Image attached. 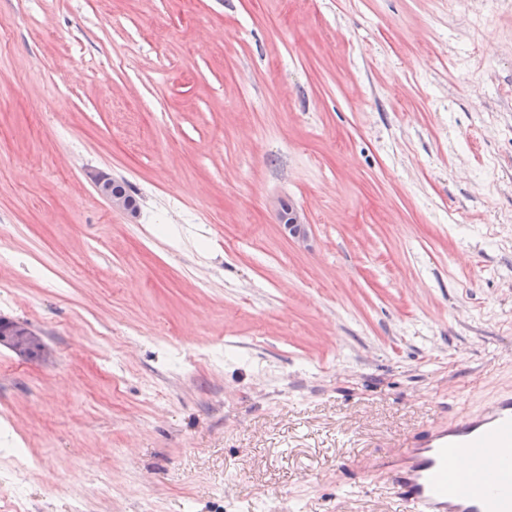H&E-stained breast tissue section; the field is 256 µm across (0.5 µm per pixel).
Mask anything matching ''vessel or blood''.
I'll list each match as a JSON object with an SVG mask.
<instances>
[{
    "label": "vessel or blood",
    "instance_id": "vessel-or-blood-1",
    "mask_svg": "<svg viewBox=\"0 0 512 512\" xmlns=\"http://www.w3.org/2000/svg\"><path fill=\"white\" fill-rule=\"evenodd\" d=\"M452 455L478 461L460 489L445 480ZM390 467L389 484L403 512H512V395L406 439Z\"/></svg>",
    "mask_w": 512,
    "mask_h": 512
}]
</instances>
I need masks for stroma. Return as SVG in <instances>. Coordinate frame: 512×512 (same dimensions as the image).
I'll use <instances>...</instances> for the list:
<instances>
[{
  "mask_svg": "<svg viewBox=\"0 0 512 512\" xmlns=\"http://www.w3.org/2000/svg\"><path fill=\"white\" fill-rule=\"evenodd\" d=\"M1 31L0 318L48 351L0 348L33 459L0 445V512H399L374 462L512 393V0H0ZM90 178L94 183L97 193L102 198L108 200L113 209L135 214L138 205L134 196H132L124 183L112 179L106 173H90Z\"/></svg>",
  "mask_w": 512,
  "mask_h": 512,
  "instance_id": "1",
  "label": "stroma"
}]
</instances>
